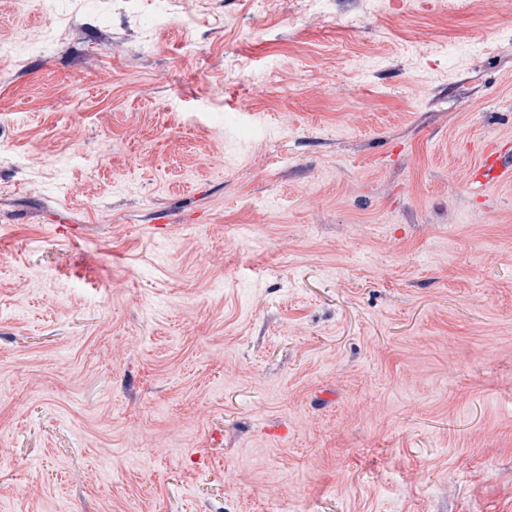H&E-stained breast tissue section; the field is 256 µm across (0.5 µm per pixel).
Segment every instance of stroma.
Masks as SVG:
<instances>
[{"instance_id": "1", "label": "stroma", "mask_w": 512, "mask_h": 512, "mask_svg": "<svg viewBox=\"0 0 512 512\" xmlns=\"http://www.w3.org/2000/svg\"><path fill=\"white\" fill-rule=\"evenodd\" d=\"M330 3L0 0V512H512V0ZM512 179V163L498 152L484 150L479 156L473 184L483 191L491 182H503Z\"/></svg>"}]
</instances>
